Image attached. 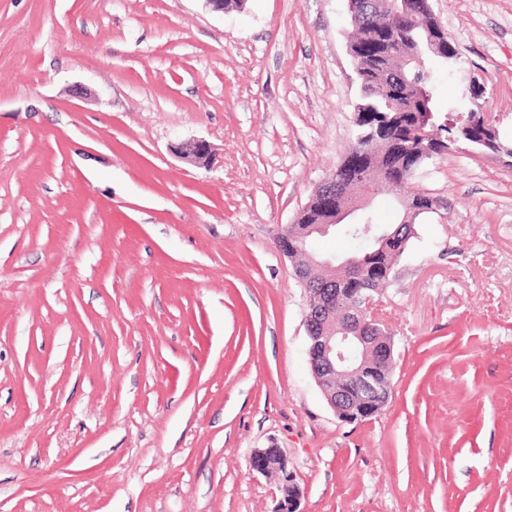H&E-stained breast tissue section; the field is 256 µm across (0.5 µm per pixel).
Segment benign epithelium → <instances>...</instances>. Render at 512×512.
Listing matches in <instances>:
<instances>
[{"instance_id": "1", "label": "benign epithelium", "mask_w": 512, "mask_h": 512, "mask_svg": "<svg viewBox=\"0 0 512 512\" xmlns=\"http://www.w3.org/2000/svg\"><path fill=\"white\" fill-rule=\"evenodd\" d=\"M170 151L199 168L209 167L213 160L211 145L204 140L174 143ZM446 206L444 199L428 193L420 206L405 205L406 216L411 217L423 211L437 212ZM362 207L364 204L360 203L342 211L338 218L325 224L308 226L298 236L305 239L315 233L326 234L335 226L336 220L352 219L357 215V209ZM317 265L335 271V278L315 281L308 277L305 270H295L298 282L317 291L321 298L319 305L310 307L304 318L311 371L336 416L343 422L355 423L372 417L382 408L385 389L374 377V372L379 365L392 358L393 345L376 336L384 327L379 301L365 292V289L354 287L349 277L341 276V272L351 266V259L346 258L337 264L327 258L317 262ZM336 302L344 303L346 325L325 332L322 330L323 307ZM339 377L346 379L342 388L336 385ZM250 467L259 473L276 472L289 477L288 494L279 501L277 512H300V491L294 480L290 479L287 459L281 449L264 448L256 451L250 459Z\"/></svg>"}]
</instances>
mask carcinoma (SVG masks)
<instances>
[{
  "label": "carcinoma",
  "instance_id": "1",
  "mask_svg": "<svg viewBox=\"0 0 512 512\" xmlns=\"http://www.w3.org/2000/svg\"><path fill=\"white\" fill-rule=\"evenodd\" d=\"M352 61L360 96L354 107L355 142L328 174L345 182L336 197V209H345L362 198L390 197L399 207L422 196L401 194L405 184L430 160L467 146L478 152L491 134L474 117L483 113L482 98L472 99L466 112L453 104H436L434 72L440 68L454 76L462 72V57L454 41L445 37L442 46L431 43L439 24L429 0H351ZM358 158L369 171L363 183L346 181L347 169ZM413 216L401 226L377 224L378 241L356 256L355 270L370 271L359 283L379 294L394 267L416 238ZM314 245L306 239L288 253L295 267L314 277L324 272L312 267Z\"/></svg>",
  "mask_w": 512,
  "mask_h": 512
}]
</instances>
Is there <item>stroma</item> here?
Returning <instances> with one entry per match:
<instances>
[{
    "label": "stroma",
    "mask_w": 512,
    "mask_h": 512,
    "mask_svg": "<svg viewBox=\"0 0 512 512\" xmlns=\"http://www.w3.org/2000/svg\"><path fill=\"white\" fill-rule=\"evenodd\" d=\"M512 138V0H430ZM348 0H0V512H512V167L460 149L340 421L278 249L355 138ZM207 141L208 168L169 146ZM250 467L259 473L276 472L283 474V480L287 476L288 494H284L279 501L277 512H301L300 491L294 479H291L288 471L287 459L280 448H264L257 450L250 459Z\"/></svg>",
    "instance_id": "stroma-1"
}]
</instances>
